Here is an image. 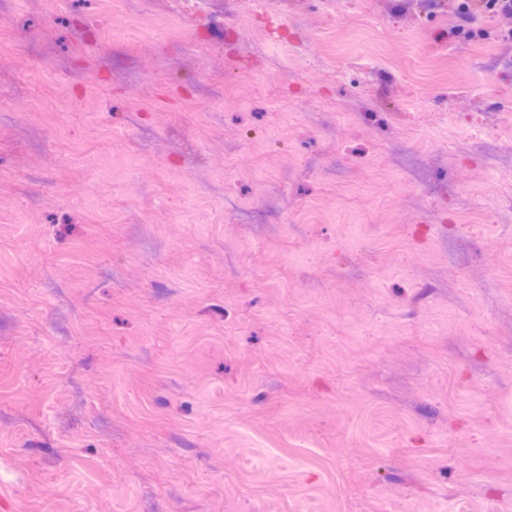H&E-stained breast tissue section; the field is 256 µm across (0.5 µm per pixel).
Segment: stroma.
I'll use <instances>...</instances> for the list:
<instances>
[{
  "mask_svg": "<svg viewBox=\"0 0 512 512\" xmlns=\"http://www.w3.org/2000/svg\"><path fill=\"white\" fill-rule=\"evenodd\" d=\"M455 4L0 0V512H512V42Z\"/></svg>",
  "mask_w": 512,
  "mask_h": 512,
  "instance_id": "stroma-1",
  "label": "stroma"
}]
</instances>
